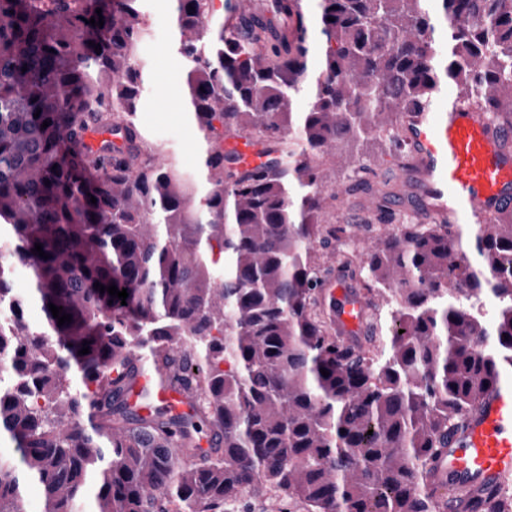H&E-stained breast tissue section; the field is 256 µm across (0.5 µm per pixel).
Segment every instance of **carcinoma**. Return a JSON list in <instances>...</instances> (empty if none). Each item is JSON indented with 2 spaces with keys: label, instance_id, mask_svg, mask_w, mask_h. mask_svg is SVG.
<instances>
[{
  "label": "carcinoma",
  "instance_id": "cac0c4a2",
  "mask_svg": "<svg viewBox=\"0 0 512 512\" xmlns=\"http://www.w3.org/2000/svg\"><path fill=\"white\" fill-rule=\"evenodd\" d=\"M141 2L0 0V512H26L29 484L42 512H224L261 491L307 512H439L426 473L512 373V209L473 230L474 262L458 224H401L350 255V225L322 224L324 160L401 145L393 115L447 81L512 128V0H317L313 25L298 0H268L244 30L213 0H170L202 183L136 123ZM92 125L126 149L62 148ZM228 135L273 163L238 167L215 149ZM318 245L384 312L363 344L324 307ZM485 296L489 316L464 304ZM144 360L194 415L129 404ZM469 504L512 512L500 491Z\"/></svg>",
  "mask_w": 512,
  "mask_h": 512
}]
</instances>
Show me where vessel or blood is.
Wrapping results in <instances>:
<instances>
[{"label":"vessel or blood","mask_w":512,"mask_h":512,"mask_svg":"<svg viewBox=\"0 0 512 512\" xmlns=\"http://www.w3.org/2000/svg\"><path fill=\"white\" fill-rule=\"evenodd\" d=\"M464 98V93H457L448 108L431 99L419 111L396 115L408 147L399 176L415 186L422 215L443 224H481L512 204V131L494 127L484 114L464 106ZM82 142L92 151L107 144L117 149L124 145L118 132L99 128L88 129ZM223 150L246 168L262 167L273 159L265 146L247 138H225ZM362 311L356 294L340 290L335 319L343 334L357 332ZM145 391L156 393L175 412L191 409L180 392L162 386L148 369L139 374L131 402H138ZM430 481L451 491L512 485V386L490 391L466 415L434 464Z\"/></svg>","instance_id":"vessel-or-blood-1"}]
</instances>
